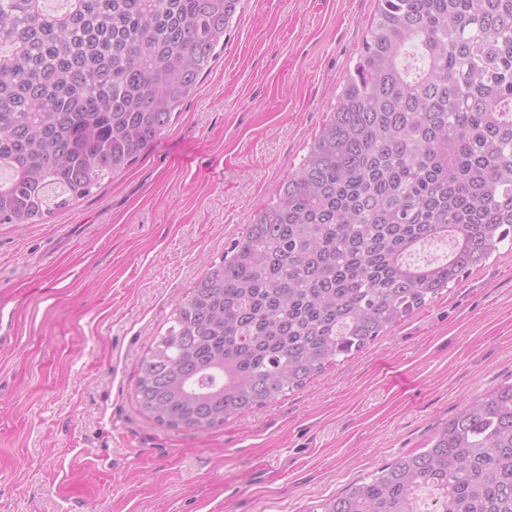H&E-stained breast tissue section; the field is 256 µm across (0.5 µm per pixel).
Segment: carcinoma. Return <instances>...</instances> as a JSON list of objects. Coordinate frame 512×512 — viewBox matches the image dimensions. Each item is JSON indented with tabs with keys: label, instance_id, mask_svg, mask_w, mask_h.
I'll use <instances>...</instances> for the list:
<instances>
[{
	"label": "carcinoma",
	"instance_id": "1",
	"mask_svg": "<svg viewBox=\"0 0 512 512\" xmlns=\"http://www.w3.org/2000/svg\"><path fill=\"white\" fill-rule=\"evenodd\" d=\"M0 0V225L126 170L242 0ZM512 247V0H380L301 165L181 298L139 408L209 429L303 389ZM311 512H512V384Z\"/></svg>",
	"mask_w": 512,
	"mask_h": 512
}]
</instances>
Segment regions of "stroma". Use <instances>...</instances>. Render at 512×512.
<instances>
[{"instance_id": "35a3bbf8", "label": "stroma", "mask_w": 512, "mask_h": 512, "mask_svg": "<svg viewBox=\"0 0 512 512\" xmlns=\"http://www.w3.org/2000/svg\"><path fill=\"white\" fill-rule=\"evenodd\" d=\"M379 0H243L158 142L49 223L0 225V512H309L512 383V251L304 389L208 429L139 363L307 153Z\"/></svg>"}]
</instances>
